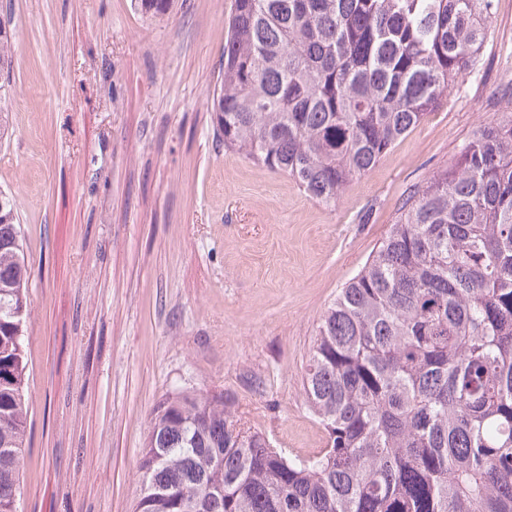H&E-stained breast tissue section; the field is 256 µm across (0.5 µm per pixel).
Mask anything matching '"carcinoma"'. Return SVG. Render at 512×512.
I'll return each mask as SVG.
<instances>
[{"mask_svg":"<svg viewBox=\"0 0 512 512\" xmlns=\"http://www.w3.org/2000/svg\"><path fill=\"white\" fill-rule=\"evenodd\" d=\"M166 13L169 0H140ZM494 0H233L224 149L336 203L473 74ZM15 53L0 24V71ZM28 264L0 192V512L25 450ZM326 432L288 456L224 396L154 410L139 512H512V114L413 189L323 314L303 379Z\"/></svg>","mask_w":512,"mask_h":512,"instance_id":"cac0c4a2","label":"carcinoma"}]
</instances>
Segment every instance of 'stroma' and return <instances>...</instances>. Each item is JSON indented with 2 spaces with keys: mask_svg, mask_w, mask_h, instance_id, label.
<instances>
[{
  "mask_svg": "<svg viewBox=\"0 0 512 512\" xmlns=\"http://www.w3.org/2000/svg\"><path fill=\"white\" fill-rule=\"evenodd\" d=\"M232 0H0L16 35L0 191L30 272L20 512H137L152 412L225 394L253 430L324 448L302 378L323 313L406 193L512 113V0L477 71L335 205L225 151L212 110Z\"/></svg>",
  "mask_w": 512,
  "mask_h": 512,
  "instance_id": "35a3bbf8",
  "label": "stroma"
}]
</instances>
